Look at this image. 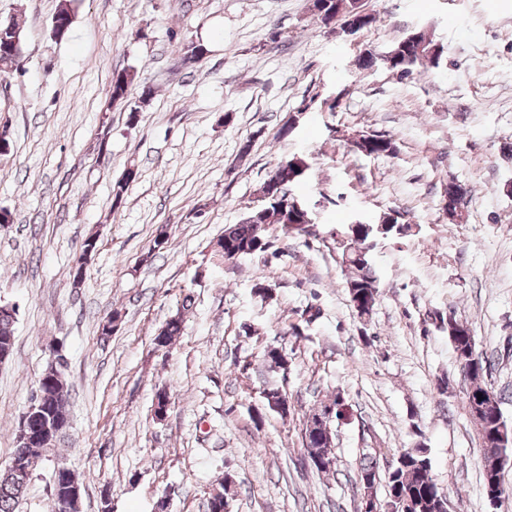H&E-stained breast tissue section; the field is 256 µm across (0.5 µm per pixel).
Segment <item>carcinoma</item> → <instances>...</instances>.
Returning <instances> with one entry per match:
<instances>
[{"label":"carcinoma","instance_id":"cac0c4a2","mask_svg":"<svg viewBox=\"0 0 512 512\" xmlns=\"http://www.w3.org/2000/svg\"><path fill=\"white\" fill-rule=\"evenodd\" d=\"M312 11L326 25L336 21L339 16L363 15V26L374 21L370 14L363 13L360 0H312ZM443 56V47L425 32L418 30L406 35L382 55L372 54L360 57L356 61L358 68L369 69L381 62L401 78H408L419 68L426 65L437 67ZM133 71L118 72L112 77L111 100L122 101L127 97L129 87L134 83ZM353 150L364 155H392L396 144L392 137L385 134L362 135L351 140ZM304 172L294 163V159L279 164L265 180L262 187L263 204L251 209L237 224L224 229L219 244L224 247L221 256L232 261L267 251L271 247V230L280 229L282 235L309 234L312 217L307 205L293 192L292 187L301 181ZM390 215H383L377 223L345 224L335 232L342 264L347 268L345 288L351 298L359 297L373 312L379 298V276L374 266L372 252L387 240L398 236L406 237L411 225L401 224L388 228L385 226ZM17 319L16 308L9 304H0V347L13 349L14 327ZM448 322V341L452 345L456 366L470 381L464 394V407L469 417L478 423V436L481 445L482 461L505 452L508 447L501 445L498 439L499 424L494 408L478 401V396L488 390L494 399H500L499 392L484 381L490 367L488 358L478 352V359L468 360L467 350L471 345L473 332L457 320L455 314L440 318ZM183 318L181 313L171 316L161 332L155 336V344L166 346L173 337L181 334ZM264 363L270 368L288 373L290 364L287 354L277 346H268L264 351ZM37 389L46 394L52 419L65 421L68 418V386L63 370H50L46 381L38 382ZM263 409L282 418L290 414L292 404L287 391L275 384H267L262 391ZM304 433L310 443L305 451L320 455L331 454L332 438L324 429H315V423L307 420ZM46 448H24L16 445L13 459L20 463L24 476L0 471V512H19L20 505L32 480L33 471ZM402 458L393 461L392 475L388 484L395 489L397 497L407 505V512H440L439 488L431 475L430 461L425 449L420 446L400 451ZM486 495L496 492L504 495L502 475L483 469Z\"/></svg>","mask_w":512,"mask_h":512}]
</instances>
